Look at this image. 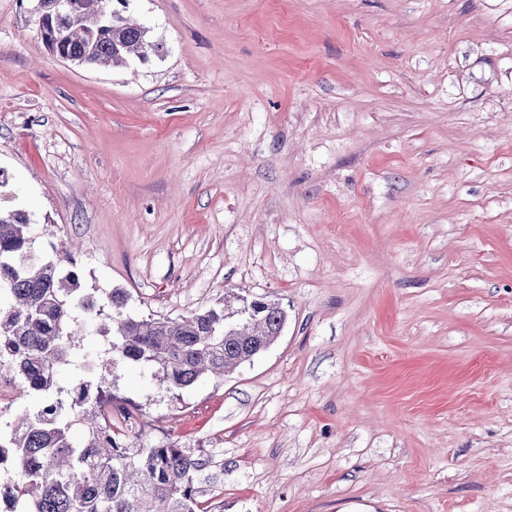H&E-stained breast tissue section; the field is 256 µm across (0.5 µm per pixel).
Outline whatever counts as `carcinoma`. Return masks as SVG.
<instances>
[{"label": "carcinoma", "mask_w": 512, "mask_h": 512, "mask_svg": "<svg viewBox=\"0 0 512 512\" xmlns=\"http://www.w3.org/2000/svg\"><path fill=\"white\" fill-rule=\"evenodd\" d=\"M72 2L58 21L64 54L122 66L152 44L147 29L121 12L101 24L111 0ZM65 262H72L67 253L37 249L26 212L0 206V370L43 400L36 412L0 427V458L14 468L15 500L23 512H207L197 487L207 456L173 444L129 447L112 430V373L96 376L83 364L63 389L58 368L80 355L84 314L112 335L110 368L138 364L166 389H185L272 345L284 308L268 300L241 319L250 300L237 296L236 306L177 319L131 317L121 289L112 290L109 310L77 295L79 276ZM76 425L85 429L80 441L72 436Z\"/></svg>", "instance_id": "obj_1"}]
</instances>
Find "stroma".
<instances>
[{
	"label": "stroma",
	"instance_id": "1",
	"mask_svg": "<svg viewBox=\"0 0 512 512\" xmlns=\"http://www.w3.org/2000/svg\"><path fill=\"white\" fill-rule=\"evenodd\" d=\"M147 63L52 56L0 0V198L82 293L264 297L216 380L119 367L208 512H512V0H129Z\"/></svg>",
	"mask_w": 512,
	"mask_h": 512
}]
</instances>
